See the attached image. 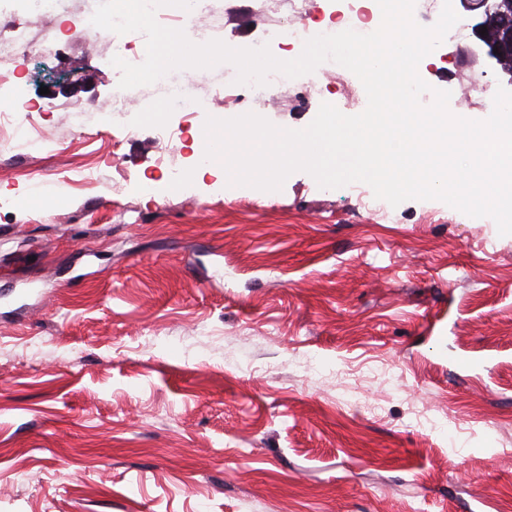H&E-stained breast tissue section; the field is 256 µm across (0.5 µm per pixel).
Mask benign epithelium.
I'll return each mask as SVG.
<instances>
[{
    "mask_svg": "<svg viewBox=\"0 0 512 512\" xmlns=\"http://www.w3.org/2000/svg\"><path fill=\"white\" fill-rule=\"evenodd\" d=\"M504 3L505 0H452L455 12L466 20L467 29L466 40L456 46L455 56L466 65L479 67L481 74H494L501 84L512 87V78L500 75L498 68L499 60L512 51V41L493 43L479 33L491 14L502 16L507 26L512 24V17L502 11Z\"/></svg>",
    "mask_w": 512,
    "mask_h": 512,
    "instance_id": "7a95c632",
    "label": "benign epithelium"
}]
</instances>
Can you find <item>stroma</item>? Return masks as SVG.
Instances as JSON below:
<instances>
[{
    "mask_svg": "<svg viewBox=\"0 0 512 512\" xmlns=\"http://www.w3.org/2000/svg\"><path fill=\"white\" fill-rule=\"evenodd\" d=\"M64 13L0 0L24 32L0 122V512H512V235L363 183L232 186L155 137L177 96L302 129L295 86L225 101L235 68L120 90L114 50ZM286 0H203L167 27L276 46ZM450 109L489 112L449 59ZM133 123L135 136L122 128ZM248 206H241V199Z\"/></svg>",
    "mask_w": 512,
    "mask_h": 512,
    "instance_id": "1",
    "label": "stroma"
}]
</instances>
